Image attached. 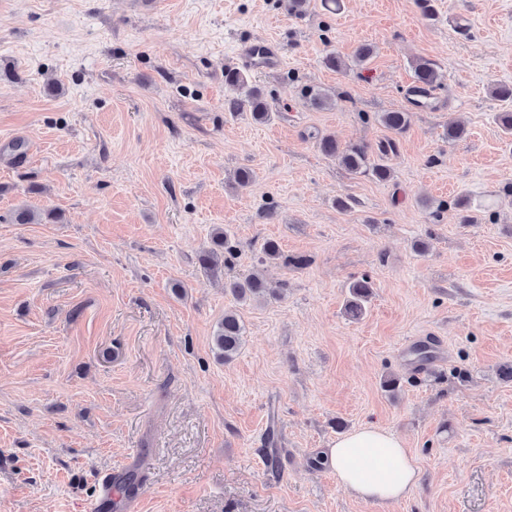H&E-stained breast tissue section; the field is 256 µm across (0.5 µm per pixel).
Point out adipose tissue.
<instances>
[{
  "label": "adipose tissue",
  "instance_id": "ef3b65f1",
  "mask_svg": "<svg viewBox=\"0 0 512 512\" xmlns=\"http://www.w3.org/2000/svg\"><path fill=\"white\" fill-rule=\"evenodd\" d=\"M322 463L356 498L378 505L406 499L419 480L403 442L373 423L338 437L323 452Z\"/></svg>",
  "mask_w": 512,
  "mask_h": 512
}]
</instances>
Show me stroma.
Instances as JSON below:
<instances>
[{
	"instance_id": "obj_1",
	"label": "stroma",
	"mask_w": 512,
	"mask_h": 512,
	"mask_svg": "<svg viewBox=\"0 0 512 512\" xmlns=\"http://www.w3.org/2000/svg\"><path fill=\"white\" fill-rule=\"evenodd\" d=\"M436 8L0 0V512H86L101 473L134 468L137 512H512V135L496 121L512 101L491 93L512 84V0ZM259 41L282 54L247 69L264 124L225 104V67ZM363 43L375 54L359 64ZM419 57L443 76L427 108L409 96ZM305 85L336 105L313 107ZM393 110L410 122L390 181L319 151L328 134L377 145ZM23 203L62 219L11 223ZM219 226L236 255L212 278L198 255ZM268 240L308 265L260 264ZM256 271L285 296L225 291ZM364 275L373 294L351 321ZM228 309L247 336L227 363L212 336ZM429 337L444 363L418 375L410 349ZM366 422L415 458L406 500L359 501L320 464ZM349 297L344 307L348 320H360L366 311V303L372 295L373 284L367 277L356 279L349 284Z\"/></svg>"
}]
</instances>
